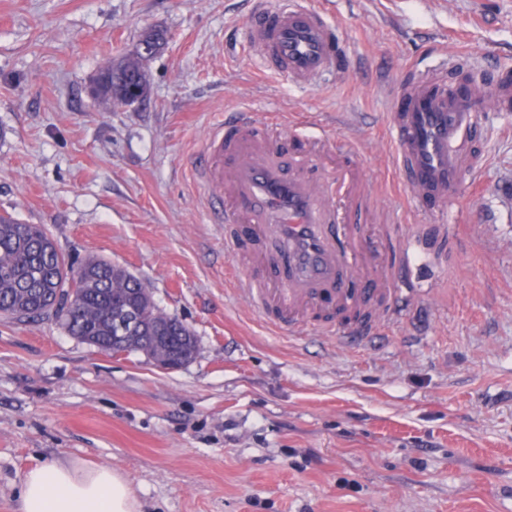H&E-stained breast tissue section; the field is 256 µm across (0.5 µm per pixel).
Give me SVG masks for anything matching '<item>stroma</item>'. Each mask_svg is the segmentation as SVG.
<instances>
[{
    "label": "stroma",
    "instance_id": "35a3bbf8",
    "mask_svg": "<svg viewBox=\"0 0 512 512\" xmlns=\"http://www.w3.org/2000/svg\"><path fill=\"white\" fill-rule=\"evenodd\" d=\"M358 68L300 88L258 75L248 0H0V214L41 224L75 261L101 256L194 331L163 371L104 354L51 318L0 317V512L46 457L120 470L142 512H512V112L490 115L478 192L446 265L413 272L409 305L359 343L317 323L276 335L239 294L227 224L185 167L212 120L248 108L283 140L306 112L359 139L386 226L417 223L382 131L406 64L512 71V0H307ZM163 41L144 98L91 94L94 77Z\"/></svg>",
    "mask_w": 512,
    "mask_h": 512
}]
</instances>
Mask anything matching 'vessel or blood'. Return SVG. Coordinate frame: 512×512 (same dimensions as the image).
Listing matches in <instances>:
<instances>
[{
	"label": "vessel or blood",
	"instance_id": "b4317fda",
	"mask_svg": "<svg viewBox=\"0 0 512 512\" xmlns=\"http://www.w3.org/2000/svg\"><path fill=\"white\" fill-rule=\"evenodd\" d=\"M244 37L263 68L297 86L345 76L352 67L337 27L304 0H259ZM511 110L512 75L499 74L489 90L463 61L449 77L406 74L384 125L412 211L437 214L439 221L397 239L391 268L368 260L358 217L373 202L372 181L353 143L332 148L308 133L304 145L287 147L251 111L225 116L211 127L206 154L193 170L207 199L231 201L224 221L234 225L240 248L259 250L270 239L280 245L267 256L264 277L238 268L236 280L250 303L282 331L325 313L322 333L353 341L370 334L363 321L376 312L401 315L400 274L415 267L422 245L442 255L456 234L463 190L482 168L486 113ZM330 151L336 164L326 169L320 161Z\"/></svg>",
	"mask_w": 512,
	"mask_h": 512
}]
</instances>
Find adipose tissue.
Instances as JSON below:
<instances>
[{"mask_svg": "<svg viewBox=\"0 0 512 512\" xmlns=\"http://www.w3.org/2000/svg\"><path fill=\"white\" fill-rule=\"evenodd\" d=\"M18 512H141V504L110 465L48 458L23 473Z\"/></svg>", "mask_w": 512, "mask_h": 512, "instance_id": "ef3b65f1", "label": "adipose tissue"}]
</instances>
